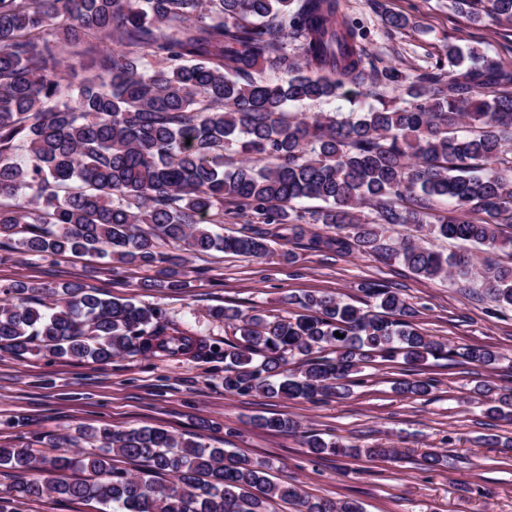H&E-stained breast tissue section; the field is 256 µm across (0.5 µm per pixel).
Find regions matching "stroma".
<instances>
[{"instance_id": "35a3bbf8", "label": "stroma", "mask_w": 512, "mask_h": 512, "mask_svg": "<svg viewBox=\"0 0 512 512\" xmlns=\"http://www.w3.org/2000/svg\"><path fill=\"white\" fill-rule=\"evenodd\" d=\"M367 30L366 50L384 64L424 69L443 58L447 44L477 46L512 60V28L474 24L449 11L444 0H341ZM387 13L408 16L402 29H386ZM278 255L260 259L210 252L191 256L188 288L173 293L144 289L150 270H107L104 262L67 256L31 261L21 255L0 263V284L27 277L56 286L79 282L104 296L159 306L193 332L221 340L230 329L212 320L216 306L279 314L288 296L335 295L354 304L367 300L359 286L381 282L399 289L417 311L420 332L461 351L483 345L500 354L486 368L462 358L403 360L365 368L361 383L339 398L316 402L224 391L223 370L194 359L144 360L118 356L107 365L62 360L48 354L19 360L0 352V445L28 447L34 459L53 455L50 440L103 423L119 430L161 427L206 445L241 450L269 461L271 478L290 479L312 498L357 501L364 512H512V452L487 445V437L512 438V420L487 413L475 389L483 381L512 382V309L492 312L489 302L466 293L461 281L429 280L402 262L357 251L315 252L278 238ZM292 260L281 258V251ZM404 379H429L428 395L398 393ZM287 415L294 433L255 426L258 416ZM341 439L368 448L397 449V458L315 456L307 435ZM431 448L450 451L449 465L422 464Z\"/></svg>"}]
</instances>
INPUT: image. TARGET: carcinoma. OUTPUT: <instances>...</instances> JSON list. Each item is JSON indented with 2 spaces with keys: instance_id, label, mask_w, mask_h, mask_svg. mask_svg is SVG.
I'll return each instance as SVG.
<instances>
[{
  "instance_id": "obj_1",
  "label": "carcinoma",
  "mask_w": 512,
  "mask_h": 512,
  "mask_svg": "<svg viewBox=\"0 0 512 512\" xmlns=\"http://www.w3.org/2000/svg\"><path fill=\"white\" fill-rule=\"evenodd\" d=\"M448 8L512 26V0H448ZM66 54L88 59L95 74L75 80L61 66ZM446 59L414 72L377 66L341 0H0V262L14 253L108 257L154 270L144 287L178 292L188 287V253L273 254L263 231L216 233L227 208L283 225L309 250L356 246L427 279L473 276L496 307L512 308V266L384 236L386 225L430 223L439 199L452 215L437 218L434 233L484 251L512 244L500 233L512 229V61L453 43ZM344 94L349 112L287 111ZM305 199L324 206L305 211ZM363 291L375 310L325 294L288 297L303 314L213 308L212 319L239 333L220 346L179 329L160 307L77 282L17 279L0 287L14 298L0 299V350L18 360L35 351L100 363L211 360L224 363L227 394L309 401L344 395L372 362L454 358L414 327L416 311L398 292ZM462 356L484 367L500 358L483 347ZM431 388L426 379L399 383L414 395ZM477 393L490 413L512 406V386L487 381ZM257 425L298 430L287 416ZM85 444L79 457L38 463L27 448L1 445L0 466L16 481L0 512L47 494L111 512H270L274 500L298 512H362L354 501L312 500L292 481L271 482L267 461L159 427H89L56 447ZM306 445L315 455L397 458L393 448L315 435ZM114 455L141 470L112 466ZM74 469L93 478L71 480Z\"/></svg>"
}]
</instances>
